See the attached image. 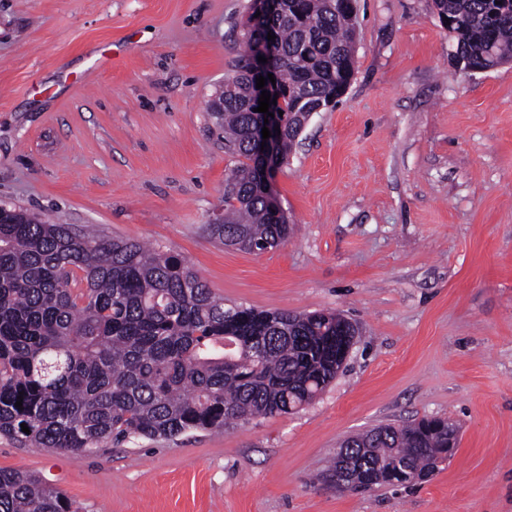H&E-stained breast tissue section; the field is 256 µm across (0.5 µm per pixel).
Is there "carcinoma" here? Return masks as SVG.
Masks as SVG:
<instances>
[{
    "label": "carcinoma",
    "mask_w": 512,
    "mask_h": 512,
    "mask_svg": "<svg viewBox=\"0 0 512 512\" xmlns=\"http://www.w3.org/2000/svg\"><path fill=\"white\" fill-rule=\"evenodd\" d=\"M350 2L281 0L269 23L280 45L272 67L284 92V158L307 115L352 78ZM433 5L463 66L491 70L512 62V0ZM260 39L248 32L245 55L208 103L224 148L238 158L224 187V221L209 225L210 234L257 253L291 231L258 190L248 69ZM0 209V435L86 451L129 436L220 431L296 412L341 368L349 327L339 313L226 307L177 255ZM227 339L237 342L233 362L224 358ZM340 448L371 486L414 485L448 461V421L386 425ZM0 512L75 510L38 476L0 469Z\"/></svg>",
    "instance_id": "cac0c4a2"
}]
</instances>
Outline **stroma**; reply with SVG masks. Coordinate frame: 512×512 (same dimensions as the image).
<instances>
[{"label": "stroma", "mask_w": 512, "mask_h": 512, "mask_svg": "<svg viewBox=\"0 0 512 512\" xmlns=\"http://www.w3.org/2000/svg\"><path fill=\"white\" fill-rule=\"evenodd\" d=\"M251 0H0V206L185 258L225 305L358 329L310 404L79 452L0 436L79 512H512V62L467 72L432 0H359L355 71L271 181L293 231L221 244L237 160L207 102ZM443 417L453 458L365 493L347 437Z\"/></svg>", "instance_id": "35a3bbf8"}]
</instances>
